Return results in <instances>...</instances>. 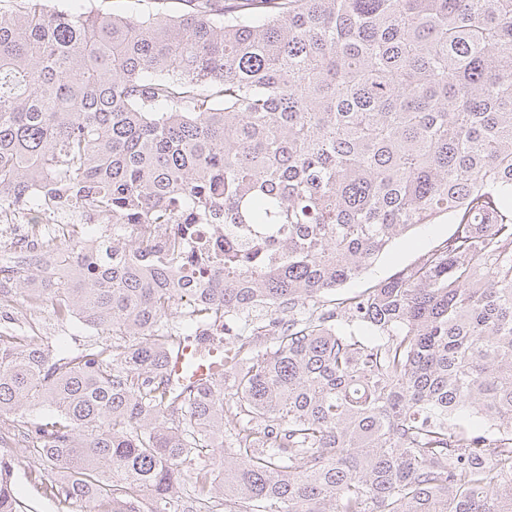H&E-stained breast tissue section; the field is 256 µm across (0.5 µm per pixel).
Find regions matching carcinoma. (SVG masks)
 I'll list each match as a JSON object with an SVG mask.
<instances>
[{
  "instance_id": "1",
  "label": "carcinoma",
  "mask_w": 512,
  "mask_h": 512,
  "mask_svg": "<svg viewBox=\"0 0 512 512\" xmlns=\"http://www.w3.org/2000/svg\"><path fill=\"white\" fill-rule=\"evenodd\" d=\"M0 0V206L129 224L0 278V417L88 512H512V0ZM455 230L329 304L395 237ZM171 238L157 243L154 226ZM224 225L193 278L182 242ZM341 322L353 327L341 331ZM226 375L163 374L187 331ZM486 421L475 432L470 416ZM0 512H18L0 463ZM2 314V315H1ZM10 325L21 326L22 328L32 327L39 336L58 350H72L86 342L112 343V337L105 332L91 330L83 327L77 321H58L52 315V308L49 302L38 307H30L22 299L17 300L10 306L0 308V322ZM6 317L10 319H6Z\"/></svg>"
}]
</instances>
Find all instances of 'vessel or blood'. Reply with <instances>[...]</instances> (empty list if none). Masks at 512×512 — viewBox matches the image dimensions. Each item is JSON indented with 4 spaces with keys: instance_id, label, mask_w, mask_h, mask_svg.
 I'll return each instance as SVG.
<instances>
[{
    "instance_id": "b4317fda",
    "label": "vessel or blood",
    "mask_w": 512,
    "mask_h": 512,
    "mask_svg": "<svg viewBox=\"0 0 512 512\" xmlns=\"http://www.w3.org/2000/svg\"><path fill=\"white\" fill-rule=\"evenodd\" d=\"M224 374V347L201 348L191 337L182 339L177 354L170 358L166 379L175 386H196L210 383Z\"/></svg>"
}]
</instances>
